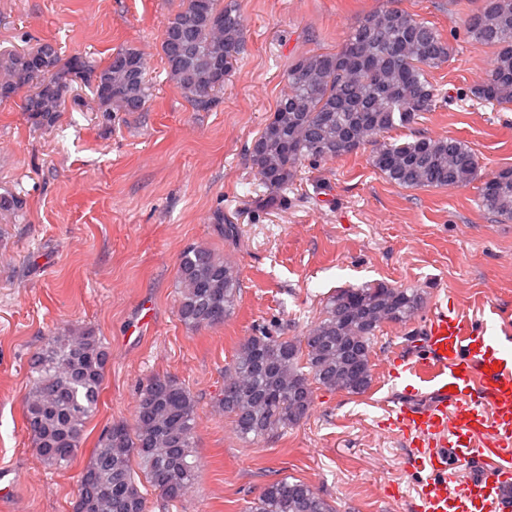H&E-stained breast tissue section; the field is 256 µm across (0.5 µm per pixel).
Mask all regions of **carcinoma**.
<instances>
[{"instance_id": "carcinoma-1", "label": "carcinoma", "mask_w": 512, "mask_h": 512, "mask_svg": "<svg viewBox=\"0 0 512 512\" xmlns=\"http://www.w3.org/2000/svg\"><path fill=\"white\" fill-rule=\"evenodd\" d=\"M462 26L474 43L495 49L492 69L474 88L473 101L512 104V0H482ZM40 47L38 69L25 49L0 51V102L22 96L23 111L40 125L55 123L78 81L104 112H144L153 99L146 60L136 47L116 51L103 66L79 55L64 59L49 41ZM245 49L236 0H180L162 22L167 75L197 112L216 106L217 67L232 73ZM452 54L434 26L385 3L363 16L336 51L307 53L288 63L286 87L248 149L252 167L285 201L303 162L336 159L372 144L371 165L394 185L468 186L479 161L462 141H378L436 107L439 93L428 73ZM478 196L485 208L512 219V168L488 176ZM177 273L180 321L194 330L223 324L238 303V270L212 249L190 245ZM423 303L416 288L379 282L337 291L299 341L272 323L256 328L224 369L218 407L239 436L261 439L307 417L314 383L328 391L365 392L378 328L385 321L411 320ZM109 360L101 338L79 329L48 337L30 357L25 427L46 466L63 470L72 464L97 411ZM195 428L190 388L171 376L150 378L138 388L133 422L114 421L98 436L80 476L74 512H148L140 477L169 502L184 498L200 469ZM248 512L335 510L311 484L286 476L266 484Z\"/></svg>"}]
</instances>
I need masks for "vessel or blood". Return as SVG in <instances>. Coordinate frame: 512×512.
I'll list each match as a JSON object with an SVG mask.
<instances>
[{
  "label": "vessel or blood",
  "mask_w": 512,
  "mask_h": 512,
  "mask_svg": "<svg viewBox=\"0 0 512 512\" xmlns=\"http://www.w3.org/2000/svg\"><path fill=\"white\" fill-rule=\"evenodd\" d=\"M425 331L421 350L400 366L430 384L434 400L389 412V426L421 476L412 512H512V354L442 307ZM461 467L472 477L449 488Z\"/></svg>",
  "instance_id": "b4317fda"
}]
</instances>
